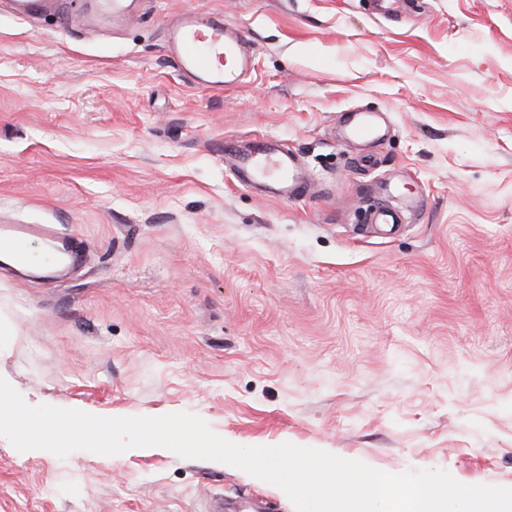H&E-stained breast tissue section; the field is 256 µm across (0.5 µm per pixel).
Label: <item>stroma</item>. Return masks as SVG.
<instances>
[{
	"mask_svg": "<svg viewBox=\"0 0 512 512\" xmlns=\"http://www.w3.org/2000/svg\"><path fill=\"white\" fill-rule=\"evenodd\" d=\"M220 12L254 68L190 88L164 46ZM387 135L338 145L343 113ZM297 153L307 198L236 183L224 142ZM392 195H385V188ZM404 208L366 223L374 197ZM0 222L85 244L48 284L0 265V377L32 406L200 416L392 474L512 488V0H147L61 28L0 11ZM295 512L279 487L177 453L16 450L0 512Z\"/></svg>",
	"mask_w": 512,
	"mask_h": 512,
	"instance_id": "1",
	"label": "stroma"
}]
</instances>
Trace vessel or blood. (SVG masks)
<instances>
[{"label":"vessel or blood","mask_w":512,"mask_h":512,"mask_svg":"<svg viewBox=\"0 0 512 512\" xmlns=\"http://www.w3.org/2000/svg\"><path fill=\"white\" fill-rule=\"evenodd\" d=\"M14 18L25 21L36 16L54 15L70 23L72 14L64 0H7ZM166 51L181 77L199 90H220L239 83L251 66L246 41L235 28L225 25L217 12L188 10L170 21ZM379 129L371 114L351 113L344 137L349 141L371 140ZM224 151L235 159V176L244 185L258 181L273 183L274 198L288 201L303 196L309 178L295 154L284 151L278 141L257 137L248 151H238L225 142ZM41 241L57 261H64L75 248L74 236L61 233L53 224H0V254L14 264L29 262L27 245Z\"/></svg>","instance_id":"vessel-or-blood-1"}]
</instances>
